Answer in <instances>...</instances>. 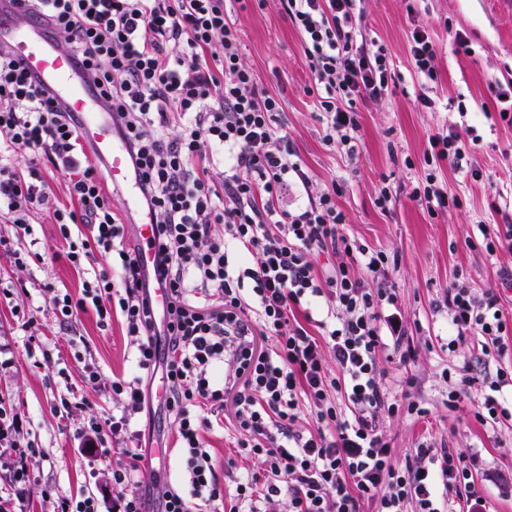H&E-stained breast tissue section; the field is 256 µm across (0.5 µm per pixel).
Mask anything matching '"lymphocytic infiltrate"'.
Listing matches in <instances>:
<instances>
[{
	"label": "lymphocytic infiltrate",
	"instance_id": "f902f5d3",
	"mask_svg": "<svg viewBox=\"0 0 512 512\" xmlns=\"http://www.w3.org/2000/svg\"><path fill=\"white\" fill-rule=\"evenodd\" d=\"M26 16L47 19L91 91L124 140L144 214L155 227L150 268L126 244L127 227L114 211L88 155L77 115L26 70L11 47L0 45V215L19 235L30 233L32 210L50 209L42 166L62 170L78 210L52 209L73 265L98 252L119 267L124 293L118 304L136 347L139 377L113 381L125 414L112 436L135 433L127 412L140 409L143 376L162 372L163 410L177 425L189 489L140 493L139 454L124 449L110 472L119 512H263L275 497L289 512H452L457 499L480 512L475 484L458 449L432 453L419 446L404 468L390 461L381 414L423 415L414 401L392 397L383 384L384 348L379 310L390 289L372 287L388 257L349 239L336 206L339 187L310 195L311 179L279 122L281 99L260 87L240 53L236 22L224 0H12ZM300 30L327 142L347 155L357 151V102L374 101L394 80L384 46L362 34L357 0H276ZM417 102L433 107L439 80L436 47L426 31L409 42ZM32 155L26 172L12 165L17 150ZM472 151L458 133L428 139L426 164L467 169ZM307 193L305 206L288 209L290 191ZM85 231L72 235L71 225ZM341 252L345 262L324 263ZM363 276H356L355 268ZM110 269L84 282L80 297L58 294L62 320L94 307L108 323ZM166 290L156 309L151 291ZM449 352L476 342L481 358L497 361L490 392L474 412L482 423L512 417L500 395L512 391L506 363L512 320L500 296L450 285L446 296ZM273 340L262 349L258 338ZM337 375H330L327 360ZM226 366L223 379L213 371ZM233 403L235 423L247 437L238 446L262 458V475L237 483L227 496L204 446L210 417ZM316 427H295L303 410ZM13 406L0 399V468L13 474L0 512H17L27 497L29 462Z\"/></svg>",
	"mask_w": 512,
	"mask_h": 512
}]
</instances>
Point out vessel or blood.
<instances>
[{
  "mask_svg": "<svg viewBox=\"0 0 512 512\" xmlns=\"http://www.w3.org/2000/svg\"><path fill=\"white\" fill-rule=\"evenodd\" d=\"M0 43L10 45L22 64L79 116L84 133L105 162L108 181L126 185L128 206L138 207L139 194L130 178L125 144L115 136L98 99L88 92L71 55L46 35L40 21L20 18L4 0H0Z\"/></svg>",
  "mask_w": 512,
  "mask_h": 512,
  "instance_id": "obj_1",
  "label": "vessel or blood"
}]
</instances>
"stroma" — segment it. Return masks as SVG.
Masks as SVG:
<instances>
[{"mask_svg": "<svg viewBox=\"0 0 512 512\" xmlns=\"http://www.w3.org/2000/svg\"><path fill=\"white\" fill-rule=\"evenodd\" d=\"M359 7L364 37L387 46L399 78L387 96L360 105L358 151L351 157L323 140L316 100L307 92L311 76L303 38L290 19L274 0L262 8L255 0L227 5L240 30L245 63L261 87L283 98V120L312 192L339 183L336 205L345 217V234L391 261L387 285L396 300L384 306L382 316L395 320L401 333L383 330L379 363L389 392L428 410L419 418L381 416L393 464L404 465L422 442L436 450L464 449L487 512H512V418L480 424L473 412L483 394L476 386L465 388L456 407L448 405L449 382H460L465 372L492 381L496 365L480 360L469 344L447 352L445 304L454 283L496 288L505 316L512 317V288L502 284L503 273H512V248L490 254L477 245L479 225H512V122L499 116L496 88L512 81V0H417L411 13L404 0H361ZM416 28L426 30L437 47L441 80L431 110L415 100L418 83L408 42ZM460 35L468 49L458 48ZM439 131H460L473 140V163L483 175L475 180L448 165L437 167L439 184L459 203L432 215L410 194L428 171L423 159L428 137ZM383 192L388 200L382 205ZM30 225L31 235L19 239L14 225L0 217V397L9 398L24 416V433L41 450L29 464L25 508L53 512L60 497L89 492L99 498L101 512H113L106 463L88 453L98 445L112 447L113 441L98 438L90 426L121 416L122 402L109 386L113 379L138 376L136 348L121 316L104 328L90 308L61 322L44 283L77 297L88 272L67 259L68 245L52 214L35 213ZM46 350L58 358L56 373L41 365ZM406 350L411 356L404 361L400 355ZM90 366L98 372L93 385L84 381ZM69 382L84 402L64 416L55 404ZM130 425L141 433L144 485L156 495L170 486L186 489L178 434L168 415L143 408L131 415ZM241 438L219 419L204 430L220 479L262 473L260 460L237 455ZM230 459L235 462L231 473L225 468Z\"/></svg>", "mask_w": 512, "mask_h": 512, "instance_id": "stroma-1", "label": "stroma"}]
</instances>
